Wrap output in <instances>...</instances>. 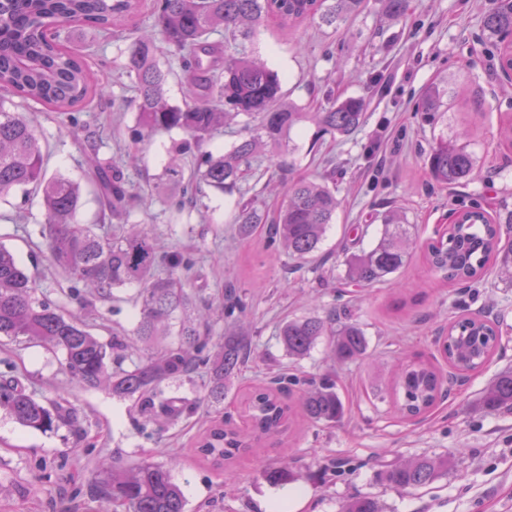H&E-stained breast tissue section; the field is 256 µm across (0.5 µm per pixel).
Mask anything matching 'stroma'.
<instances>
[{
    "label": "stroma",
    "instance_id": "stroma-1",
    "mask_svg": "<svg viewBox=\"0 0 512 512\" xmlns=\"http://www.w3.org/2000/svg\"><path fill=\"white\" fill-rule=\"evenodd\" d=\"M487 0H411L404 19L393 21L379 0H364L340 28L313 20L293 28L269 25L256 47L282 78L288 101L305 108L327 95L364 98V125L355 133L325 138L312 148V126L292 134L291 169L260 158L263 180H249L259 206L275 209L290 179L334 175L342 205L321 246L315 268L296 269L288 257L273 258L268 234L242 238L234 222L235 195L203 187L197 207L179 215L170 203L179 184L165 173L168 150L181 140L174 131L133 140L137 112L130 81L122 70L128 42L124 34L103 36L95 28L62 30L83 55L95 77L109 87L110 100H91L80 127L55 112L32 105L28 116L47 158L48 173L82 174L74 165L86 134H93L101 161L118 162L129 183L146 197L132 220L150 225L164 251L191 255L181 272L197 304L232 291L247 305L250 356L230 382L224 410L233 426L244 428L240 401L258 387L276 385L291 403L297 386L274 383L281 370L301 378L331 376L346 414L331 424L296 419L290 433L246 448L232 462L233 480L195 449L198 436L214 419L212 408L178 414L165 424L144 416L133 398L113 396L104 387L82 389L66 373L63 357L35 344L0 338V380L18 377L43 403H57L70 416L50 432L25 429L0 412V512H102L93 471L105 458L132 466L144 460L167 463L182 490L188 512H278L291 489L308 500L302 512H340L359 495L377 498L384 512H512V410L483 414L480 402L489 382L512 369V284L488 268L471 287L444 281L426 258V245L443 229L450 212L476 204L492 211L512 205V147L499 143L500 113H512V84L502 74L497 52L486 39L482 14ZM457 92L442 123L422 125L415 108L430 85ZM483 103V118L467 104ZM470 127L476 177L468 184L436 183L425 155L439 135ZM402 209L419 236L396 281L364 288L346 283L347 256L371 249L381 235V214ZM44 212L38 194H12L0 201V244L33 276L39 297L67 313L81 314L76 280L51 260L41 235ZM138 288L118 289L115 299L95 300L92 332L109 340L113 328L133 331L138 320ZM482 312L498 318L502 343L481 369L466 373L447 399L425 416L405 419L396 410L392 386L401 357L448 364L438 349L457 316ZM351 319L368 341L365 358L335 360L326 342L291 361L278 325L302 316ZM448 455L447 474L415 490L397 491L379 478L386 466L429 455ZM290 463L292 484L271 485L268 468Z\"/></svg>",
    "mask_w": 512,
    "mask_h": 512
}]
</instances>
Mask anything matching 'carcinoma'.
<instances>
[{"instance_id":"carcinoma-1","label":"carcinoma","mask_w":512,"mask_h":512,"mask_svg":"<svg viewBox=\"0 0 512 512\" xmlns=\"http://www.w3.org/2000/svg\"><path fill=\"white\" fill-rule=\"evenodd\" d=\"M363 0H154L155 23L150 30L129 33L125 73L130 78L138 112V127L132 137L141 140L158 133L180 130L186 138L172 144L171 166L167 175L173 181L187 180L183 198L193 202L194 184L201 180L211 188L231 193L240 189L252 172L256 157L269 153L279 167L288 163L293 152L291 132L309 122L316 126L314 141L324 136H345L359 129L365 118L361 97L328 100L315 112L285 100L278 73L248 50L257 29L270 17L279 25L291 27L306 19H318L327 27L338 28L356 14ZM386 14L405 17L410 0H382ZM141 0H0V91H6L27 104L47 105L62 115H73L96 93L103 97V85L92 86L86 63L67 43L52 23H83L103 33L121 26L139 12ZM484 32L498 42L512 36V0H489L483 14ZM224 33V67L211 59L210 37ZM179 61L191 81L184 101L173 105L167 97L168 72L157 58L159 46ZM447 90L429 86L417 111L424 121L434 124L442 117L441 107ZM257 120L245 123L238 141L222 154L202 151L203 145L228 121L238 116ZM471 131L453 138L441 136L427 153L431 177L444 186L471 181L476 170L469 149ZM201 155L200 162L184 178L176 161L183 156ZM96 195L111 215H130L137 193L127 186L118 166L112 162L78 158ZM20 190L41 193L46 224L42 233L55 265L71 272L90 287L91 295L112 298V290L139 286L140 317L133 335L143 343L156 342L170 333L172 321L181 313L179 341L157 354L120 366L129 342L114 337L103 342L94 336L87 322L66 314L36 296L35 282L6 247L0 245V336L35 340L63 355L71 382L80 388L106 386L119 397H137L141 409L153 416H167L173 401L162 398V383L181 378L199 369L209 375L207 393L197 402L219 407L224 402L225 383L245 363L249 350L243 334H224V342L209 348L214 319L244 312L246 304L233 299L201 315L203 321L187 316L191 297L183 287L179 271L190 259L178 254L165 256L155 237L144 224L131 229L100 235L94 225L81 222L84 206L81 185L62 173L47 175L36 130L19 105L0 100V198ZM336 187L328 180L300 178L293 181L284 200L271 213L255 201H238L236 224L241 236H251L266 224L276 250L282 251L303 268L317 258L339 208ZM502 224L512 225V210L498 212L496 221L485 216L478 205L457 211L447 235L428 246V259L443 277L461 284L477 282L489 261L501 275L512 281V239L502 241ZM382 235L368 252L347 260V278L358 285L383 281L396 273L409 259L412 225L397 212L382 216ZM166 272L158 273L159 266ZM278 336L288 357L300 360L317 342L328 339L331 353L339 361L355 360L366 353L367 339L361 327L349 320L318 316L291 318L278 327ZM499 336L496 324L480 317H464L448 327V336L439 348L448 363L464 371L480 368L492 356ZM397 387L403 391L400 412L416 418L433 408L441 396L437 371L422 361H411L402 370ZM482 410L494 414L512 409V370L498 374L486 388ZM299 409L311 423H334L345 414L336 384L327 378L304 383ZM251 426V437L260 440L283 436L290 431L294 411L268 388H258L242 402ZM0 411L24 428L52 431L64 420L54 406H46L26 390L19 379L0 382ZM247 448L245 436L219 418L200 440L198 449L216 466H222ZM446 456L423 455L394 464L382 473L387 486L395 490L415 489L448 472ZM274 485L295 479L286 466L267 471ZM95 482L104 498L128 512H186V501L172 481L169 468L145 460L134 469L114 462L97 467ZM342 512H382L379 501L358 496L342 505Z\"/></svg>"}]
</instances>
